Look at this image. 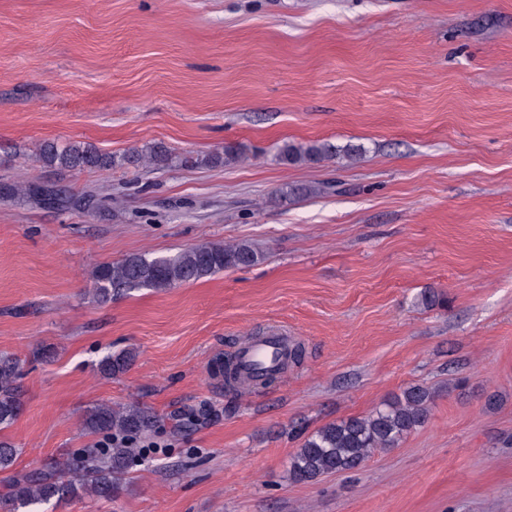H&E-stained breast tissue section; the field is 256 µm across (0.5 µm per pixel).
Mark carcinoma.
<instances>
[{"instance_id":"obj_1","label":"carcinoma","mask_w":512,"mask_h":512,"mask_svg":"<svg viewBox=\"0 0 512 512\" xmlns=\"http://www.w3.org/2000/svg\"><path fill=\"white\" fill-rule=\"evenodd\" d=\"M342 155L356 160L362 155L358 145L337 146L329 141L309 144L286 143L276 158L289 165L318 164ZM244 158L239 144L224 145L221 154L207 155L196 162L226 166ZM39 159L50 167L92 170L141 164L165 167L173 163L172 154L161 145L125 154H106L90 144L47 141L39 148ZM263 250L248 241L202 243L173 255L148 258L133 253L117 262H104L91 272L92 295L108 302L141 288L163 290L198 281L224 270L259 264ZM135 359L128 349L109 353L98 362L106 376L124 373ZM20 359L0 356V430L13 425L23 410L19 379ZM435 392L413 384L401 394L382 401L364 416H354L323 425L302 437L299 448L288 462V477L295 483H310L318 478L360 467L377 449L395 448L410 433L424 426L431 417ZM84 428L91 434L112 440V445L94 443L80 448L70 457L51 463L39 472L17 475L9 491L0 497V512H38L51 500L96 497L113 500L124 491V473L146 455L138 447L153 427L148 414L138 406L98 405L85 415ZM20 449L0 440V471L10 469Z\"/></svg>"}]
</instances>
